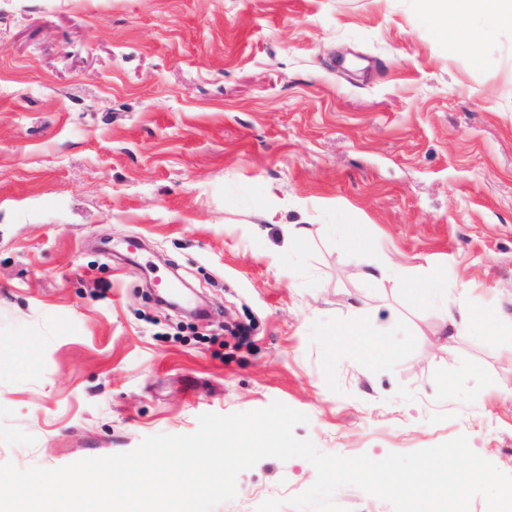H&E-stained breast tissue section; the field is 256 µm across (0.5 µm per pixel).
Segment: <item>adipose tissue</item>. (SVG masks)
Listing matches in <instances>:
<instances>
[{
  "instance_id": "obj_1",
  "label": "adipose tissue",
  "mask_w": 512,
  "mask_h": 512,
  "mask_svg": "<svg viewBox=\"0 0 512 512\" xmlns=\"http://www.w3.org/2000/svg\"><path fill=\"white\" fill-rule=\"evenodd\" d=\"M418 3L439 33L460 32L462 46L475 56L480 53L481 38L465 29L464 20L469 12H480L493 25L512 29V0H418Z\"/></svg>"
}]
</instances>
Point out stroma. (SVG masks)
<instances>
[{"label": "stroma", "mask_w": 512, "mask_h": 512, "mask_svg": "<svg viewBox=\"0 0 512 512\" xmlns=\"http://www.w3.org/2000/svg\"><path fill=\"white\" fill-rule=\"evenodd\" d=\"M467 24L480 56L416 0H0V463L277 400L325 453L462 434L512 474V29ZM407 272L506 330L445 339ZM355 307L385 355L329 348ZM315 478L262 459L215 512Z\"/></svg>", "instance_id": "35a3bbf8"}]
</instances>
